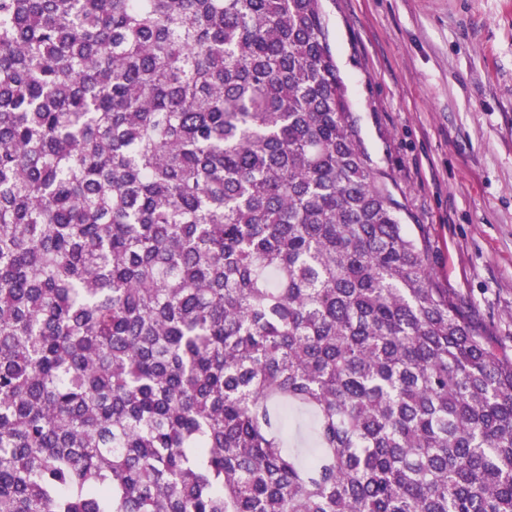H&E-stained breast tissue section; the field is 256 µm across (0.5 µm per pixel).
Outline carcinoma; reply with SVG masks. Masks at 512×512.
<instances>
[{
    "mask_svg": "<svg viewBox=\"0 0 512 512\" xmlns=\"http://www.w3.org/2000/svg\"><path fill=\"white\" fill-rule=\"evenodd\" d=\"M400 209L322 0H0V512H512Z\"/></svg>",
    "mask_w": 512,
    "mask_h": 512,
    "instance_id": "obj_1",
    "label": "carcinoma"
}]
</instances>
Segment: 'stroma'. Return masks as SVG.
<instances>
[{"instance_id":"1","label":"stroma","mask_w":512,"mask_h":512,"mask_svg":"<svg viewBox=\"0 0 512 512\" xmlns=\"http://www.w3.org/2000/svg\"><path fill=\"white\" fill-rule=\"evenodd\" d=\"M330 43L439 287L512 358V0H324Z\"/></svg>"}]
</instances>
